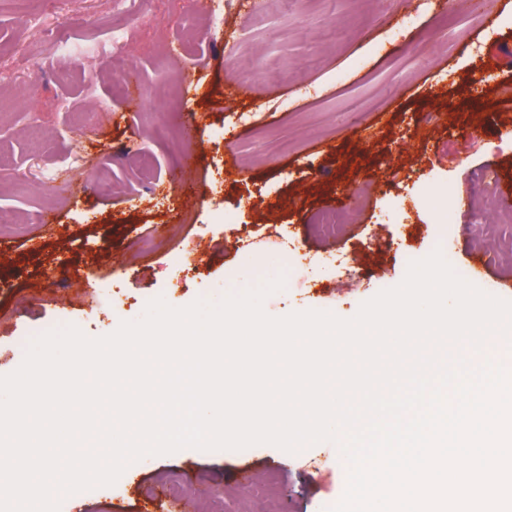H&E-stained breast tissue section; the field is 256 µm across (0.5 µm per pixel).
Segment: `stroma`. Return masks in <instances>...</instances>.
<instances>
[{"mask_svg": "<svg viewBox=\"0 0 512 512\" xmlns=\"http://www.w3.org/2000/svg\"><path fill=\"white\" fill-rule=\"evenodd\" d=\"M493 6L488 27L460 0H211L222 21L190 47L191 0H143L122 85L102 59L125 0H0V207L18 217L0 224V375L33 327L100 337L156 297L214 303L281 272L269 315L349 319L402 281L408 254L437 248L512 301V223L488 212L484 180L512 186V0ZM65 27L73 38L51 51ZM106 163L103 194L88 174ZM53 174L73 175L71 191L56 194ZM365 180L350 223L320 231L317 212ZM347 475L330 442L292 456L186 448L130 469L122 494H76L75 512H171L175 480L188 512H324Z\"/></svg>", "mask_w": 512, "mask_h": 512, "instance_id": "35a3bbf8", "label": "stroma"}]
</instances>
